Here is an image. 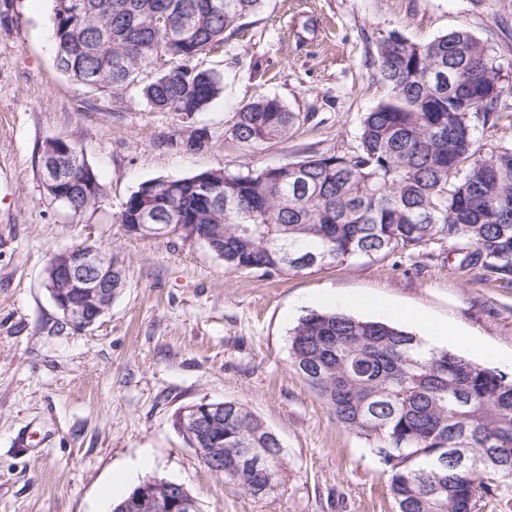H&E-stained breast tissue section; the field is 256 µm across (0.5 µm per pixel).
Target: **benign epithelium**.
Wrapping results in <instances>:
<instances>
[{"label": "benign epithelium", "mask_w": 512, "mask_h": 512, "mask_svg": "<svg viewBox=\"0 0 512 512\" xmlns=\"http://www.w3.org/2000/svg\"><path fill=\"white\" fill-rule=\"evenodd\" d=\"M51 299L64 321L79 329L97 323L112 306V254L89 243L52 253ZM220 406L207 402L182 407L174 417V427L199 451L206 467L212 465L203 445L215 442L213 424ZM277 460L264 448H247L237 468L267 479ZM124 512H202L189 489L179 483L145 479L122 505Z\"/></svg>", "instance_id": "1"}]
</instances>
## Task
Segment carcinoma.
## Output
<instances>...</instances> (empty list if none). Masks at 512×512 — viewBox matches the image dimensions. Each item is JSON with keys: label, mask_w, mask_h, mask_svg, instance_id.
Instances as JSON below:
<instances>
[{"label": "carcinoma", "mask_w": 512, "mask_h": 512, "mask_svg": "<svg viewBox=\"0 0 512 512\" xmlns=\"http://www.w3.org/2000/svg\"><path fill=\"white\" fill-rule=\"evenodd\" d=\"M57 68L115 98L134 87L153 110L187 118L223 91L220 73L192 61L224 44L263 0H51ZM371 63L387 96L361 121L352 154L307 156L262 169L211 168L143 182L122 224H170L193 239L211 224L224 265L279 276L363 258L458 245L459 265L512 282V145L481 155L478 127L512 112V87L486 42L465 28L426 43L398 32L376 40ZM157 64L169 69L151 79ZM300 124L276 96L239 107L233 136L286 139ZM206 127L160 145L198 152ZM46 193L74 213L103 194L79 152L41 148ZM187 227L177 231V225ZM291 366L336 422L375 438L396 512H474L512 481V376L394 324L336 309L312 311L289 331ZM224 441L207 453L231 466L246 448L281 443L244 405L224 402Z\"/></svg>", "instance_id": "obj_1"}]
</instances>
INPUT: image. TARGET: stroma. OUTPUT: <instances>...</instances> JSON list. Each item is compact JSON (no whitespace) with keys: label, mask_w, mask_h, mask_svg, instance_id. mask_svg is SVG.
I'll use <instances>...</instances> for the list:
<instances>
[{"label":"stroma","mask_w":512,"mask_h":512,"mask_svg":"<svg viewBox=\"0 0 512 512\" xmlns=\"http://www.w3.org/2000/svg\"><path fill=\"white\" fill-rule=\"evenodd\" d=\"M51 0H0V512H112L121 473L184 484L202 512H394L388 474L364 437L337 424L294 373L289 330L312 310L392 321L404 308L477 337L488 367L512 375V283L462 270L448 242L406 256L260 277L203 244L128 234L119 221L141 183L222 166L260 169L355 151L365 112L387 94L369 41L396 31L424 43L464 27L512 76V0H265L194 65L224 91L196 125L200 152L163 147L191 121L113 98L56 67ZM280 98L304 120L291 137L237 140L239 106ZM59 138L104 186L77 214L42 185L39 149ZM119 252L126 286L93 326L65 324L44 286L50 255L80 243ZM235 401L280 439L281 487L263 498L210 473L173 418L186 405Z\"/></svg>","instance_id":"1"}]
</instances>
